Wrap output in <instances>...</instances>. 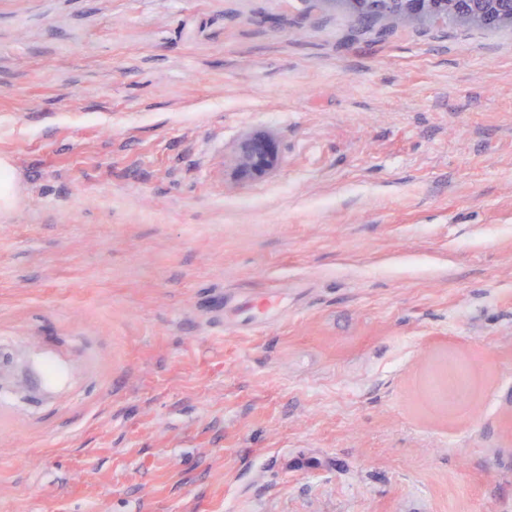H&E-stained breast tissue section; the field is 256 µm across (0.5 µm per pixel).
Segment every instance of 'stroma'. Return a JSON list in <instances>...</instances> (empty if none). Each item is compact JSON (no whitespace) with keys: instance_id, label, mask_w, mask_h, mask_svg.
I'll return each instance as SVG.
<instances>
[{"instance_id":"35a3bbf8","label":"stroma","mask_w":512,"mask_h":512,"mask_svg":"<svg viewBox=\"0 0 512 512\" xmlns=\"http://www.w3.org/2000/svg\"><path fill=\"white\" fill-rule=\"evenodd\" d=\"M0 159V512H512V27L0 0ZM280 157L273 149L271 138L257 134L245 138L234 158V171L238 179L250 180L276 168ZM33 379L46 389H54L67 379L64 357L60 354L36 362Z\"/></svg>"}]
</instances>
